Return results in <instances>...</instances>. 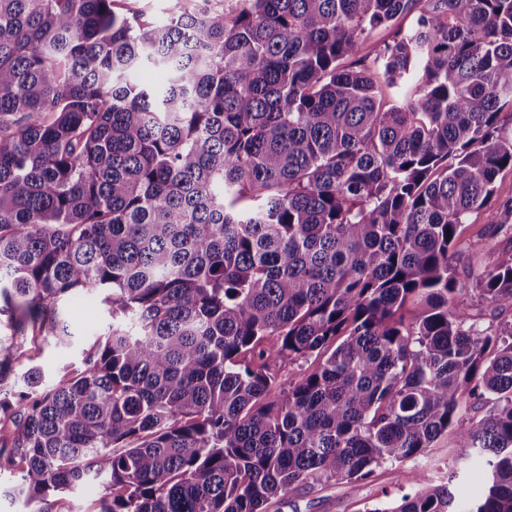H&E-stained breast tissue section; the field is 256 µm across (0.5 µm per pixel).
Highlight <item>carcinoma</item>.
<instances>
[{"mask_svg": "<svg viewBox=\"0 0 512 512\" xmlns=\"http://www.w3.org/2000/svg\"><path fill=\"white\" fill-rule=\"evenodd\" d=\"M117 2L0 0L4 494L266 512L453 433L488 473L469 512H512V323L456 302L455 265L512 169V0ZM147 66L163 89L132 81ZM476 291L512 310V257ZM77 293L109 322L47 386L23 344H70ZM366 512L457 510L439 484ZM315 365L314 357L283 363L279 368L277 367V382L288 387L291 382L297 381L303 374L311 371Z\"/></svg>", "mask_w": 512, "mask_h": 512, "instance_id": "cac0c4a2", "label": "carcinoma"}]
</instances>
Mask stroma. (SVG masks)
<instances>
[{
    "instance_id": "stroma-1",
    "label": "stroma",
    "mask_w": 512,
    "mask_h": 512,
    "mask_svg": "<svg viewBox=\"0 0 512 512\" xmlns=\"http://www.w3.org/2000/svg\"><path fill=\"white\" fill-rule=\"evenodd\" d=\"M512 199V169L503 170L495 180V194L482 210L473 212L462 225L458 246L457 299L470 313L479 317L482 327H498L512 322V310H496L482 304L473 282L487 267L512 256V214L504 204ZM497 217L503 229L491 234L488 221ZM414 470L425 484H448L455 494L460 512L482 498L486 489L484 470L456 457L454 435L441 437L433 450L408 465L384 463L377 467L371 481L352 484L329 480L318 490L296 486L285 499L273 503L269 512H363L365 506L398 501L402 495L415 492L416 485L407 483L404 469ZM419 482V483H420Z\"/></svg>"
}]
</instances>
